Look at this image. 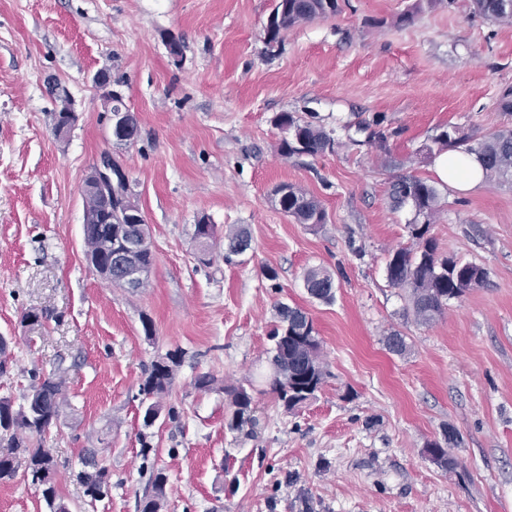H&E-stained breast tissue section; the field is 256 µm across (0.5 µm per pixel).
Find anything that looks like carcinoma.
Wrapping results in <instances>:
<instances>
[{"label": "carcinoma", "instance_id": "cac0c4a2", "mask_svg": "<svg viewBox=\"0 0 512 512\" xmlns=\"http://www.w3.org/2000/svg\"><path fill=\"white\" fill-rule=\"evenodd\" d=\"M473 9L484 18L497 23H512V0H472ZM341 10V0H273L272 13L281 17L284 25L265 28L268 42H279L289 29L318 18H326ZM275 125L284 133L279 143L282 156H316L334 149L331 133L310 122L300 121L293 114L282 112L274 118ZM438 148H427L428 154L443 151H461L473 154L482 163L485 177L512 182V128L499 130L476 143L457 131L445 132L437 139ZM274 201L280 209L298 224L316 228L325 223L326 213L321 201L290 184L281 183L273 189ZM393 206L412 207L413 218L407 229L416 248L400 247L391 252L386 262V278L390 286L408 292L415 320L429 323L441 315L448 303L482 285L487 273L473 263H463L453 256L439 253L430 236V225L440 210L438 190L426 181L405 177L392 184ZM88 232L103 240H112V247L143 238V227L138 203L123 185L112 195V223L89 224ZM224 262L235 259L251 249V236L243 226L224 236ZM308 294L319 301L334 300V279L320 268L310 269L304 276ZM277 323L271 338L272 386L286 411L293 413L315 397L327 375L321 361V344L308 314L297 306L278 303ZM181 354L168 353L151 363L140 387L148 401L144 423L151 422L149 412H161V400L172 388L175 368ZM230 398L231 415L227 428L249 435L257 421L254 416V398L245 388H226ZM66 402L63 382L53 375L33 376L29 392L23 402L15 404L10 397H0V480H11L16 474L15 460L20 449H28L27 471L31 483L38 486L47 505L58 499L57 462L53 452L42 446V436L54 420L58 419ZM454 440L451 431L444 432V442ZM442 442V443H444ZM442 443L433 441L429 447L438 455L434 463L448 469L457 466L448 458ZM83 494L91 505L107 495L111 486L110 471L105 466L91 463L87 471L78 475ZM167 475L160 469L151 471L148 489L137 502V512H161L166 498Z\"/></svg>", "mask_w": 512, "mask_h": 512}]
</instances>
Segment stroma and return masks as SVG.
<instances>
[{
    "label": "stroma",
    "instance_id": "obj_1",
    "mask_svg": "<svg viewBox=\"0 0 512 512\" xmlns=\"http://www.w3.org/2000/svg\"><path fill=\"white\" fill-rule=\"evenodd\" d=\"M415 2L347 0L273 47L272 0H0V336L12 360L0 396L21 400L35 372L63 378L44 445L70 512H136L154 468L168 476L162 512H512V183L460 194L426 153L454 128L477 141L512 128V25L471 0H438L398 24ZM100 71L139 120L135 144L106 137ZM52 80L79 115L64 140ZM281 112L324 127L335 150L280 156ZM376 119L389 132L380 146L361 130ZM106 150L129 175L155 254L134 292L84 256L81 188ZM403 176L440 194L439 250L487 272L427 324L385 276L389 251L412 244V212L389 197ZM283 182L317 197L325 223L282 212L271 191ZM203 214L218 232L205 263ZM233 226L249 229L252 248L228 264ZM311 268L333 274L332 303L307 294ZM281 302L312 318L328 371L294 414L269 379ZM31 309L45 313L35 327L22 321ZM395 331L405 353L386 346ZM174 350L164 410L145 425L146 370ZM201 374L219 389H196ZM230 387L254 397V436L226 427ZM447 430L458 465L444 470L426 449ZM92 448L112 474L93 509L76 480ZM0 512L50 510L20 473L0 483Z\"/></svg>",
    "mask_w": 512,
    "mask_h": 512
}]
</instances>
